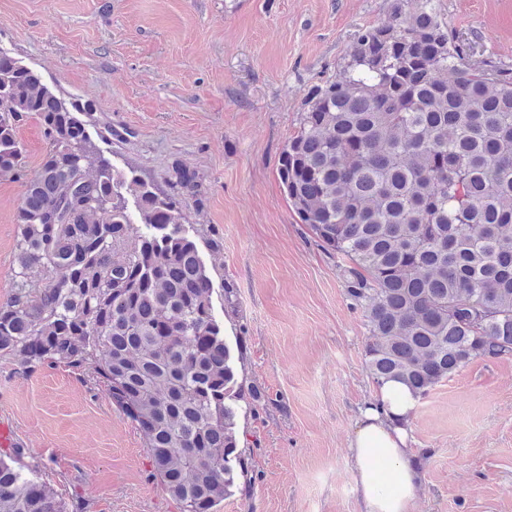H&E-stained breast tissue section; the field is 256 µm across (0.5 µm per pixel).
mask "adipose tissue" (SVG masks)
Returning <instances> with one entry per match:
<instances>
[{"instance_id": "ef3b65f1", "label": "adipose tissue", "mask_w": 512, "mask_h": 512, "mask_svg": "<svg viewBox=\"0 0 512 512\" xmlns=\"http://www.w3.org/2000/svg\"><path fill=\"white\" fill-rule=\"evenodd\" d=\"M418 399L403 384L377 387L361 410L349 444L352 479L360 512H414L423 475L411 446ZM388 465L387 481L374 474L377 461Z\"/></svg>"}]
</instances>
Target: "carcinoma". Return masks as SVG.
I'll list each match as a JSON object with an SVG mask.
<instances>
[{"label":"carcinoma","instance_id":"carcinoma-1","mask_svg":"<svg viewBox=\"0 0 512 512\" xmlns=\"http://www.w3.org/2000/svg\"><path fill=\"white\" fill-rule=\"evenodd\" d=\"M90 109L0 56V176L22 171L23 118L48 141L17 208L0 356L93 371L146 436L163 489L183 512H214L251 476L213 284L182 224L201 176L179 165L165 190L115 171L77 116ZM277 173L301 223L347 262L376 386L421 398L474 359L512 356V69L468 64L432 0H395L357 33L336 79L308 93ZM18 456L0 453V512H67Z\"/></svg>","mask_w":512,"mask_h":512}]
</instances>
